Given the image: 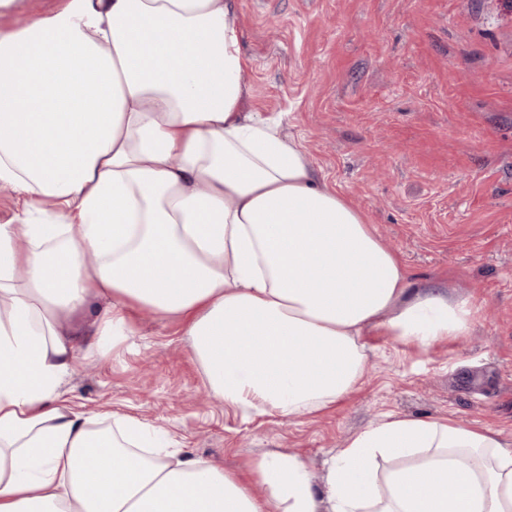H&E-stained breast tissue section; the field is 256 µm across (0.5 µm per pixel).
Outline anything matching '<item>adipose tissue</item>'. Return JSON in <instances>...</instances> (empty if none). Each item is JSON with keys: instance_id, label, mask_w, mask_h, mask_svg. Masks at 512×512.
<instances>
[{"instance_id": "1", "label": "adipose tissue", "mask_w": 512, "mask_h": 512, "mask_svg": "<svg viewBox=\"0 0 512 512\" xmlns=\"http://www.w3.org/2000/svg\"><path fill=\"white\" fill-rule=\"evenodd\" d=\"M238 0H65L0 32V512H512V444L489 426L390 415L324 484L274 448L247 477L166 429L76 402L78 352L185 324L214 399L315 414L361 383L371 336L429 351L476 306L413 287L302 144L246 111ZM100 300L98 341L69 322ZM24 209L23 197L17 192L0 187V224L16 223Z\"/></svg>"}]
</instances>
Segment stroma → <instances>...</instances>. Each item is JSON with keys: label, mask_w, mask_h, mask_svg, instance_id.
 Returning <instances> with one entry per match:
<instances>
[{"label": "stroma", "mask_w": 512, "mask_h": 512, "mask_svg": "<svg viewBox=\"0 0 512 512\" xmlns=\"http://www.w3.org/2000/svg\"><path fill=\"white\" fill-rule=\"evenodd\" d=\"M247 107L280 120L369 215L415 285L482 300L469 336L429 352L369 337L363 384L323 413L244 419L208 398L181 321L142 316L64 387L170 429L245 471L264 450L325 460L386 416H452L512 443V0H241Z\"/></svg>", "instance_id": "obj_1"}]
</instances>
